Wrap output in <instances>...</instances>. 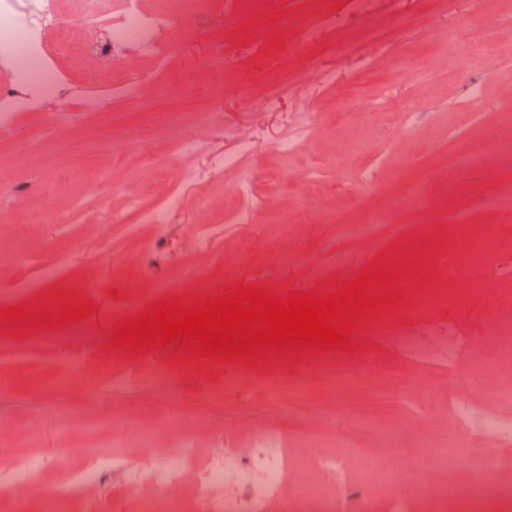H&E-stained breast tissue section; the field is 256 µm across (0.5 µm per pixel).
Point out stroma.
<instances>
[{
	"instance_id": "1",
	"label": "stroma",
	"mask_w": 512,
	"mask_h": 512,
	"mask_svg": "<svg viewBox=\"0 0 512 512\" xmlns=\"http://www.w3.org/2000/svg\"><path fill=\"white\" fill-rule=\"evenodd\" d=\"M253 14L280 20L255 29L246 23ZM380 30L387 40H377ZM276 34L283 37L278 47ZM157 39L162 56L132 48L115 56L108 90L86 88L83 72L57 58L73 96L0 119V185L53 187L60 215L55 221L40 206L19 209L0 193V248L10 249L15 233L27 239L21 257L0 258V291L25 303L70 288L97 305L82 321L88 332L77 340L71 391L57 389L63 377L55 354L65 342L57 331L0 345L6 449L0 469L41 457L39 482L53 490L83 467L87 448L115 443L126 464L144 473L165 449L189 448L193 477L178 496L184 512H195L203 491L195 478L225 449L246 448L263 459L279 448H301L308 463L282 481L279 496L286 499L296 480H340L322 466L324 455L381 451L374 426L399 424L403 452L424 443L439 447L453 432L464 434L469 447H492L497 458L479 471L441 470L428 480L468 486L478 475L493 486L511 480L512 438L487 444L476 421L455 418L448 395L512 420V158L500 152L512 140V56L500 52L512 42V0H198L193 23L162 24ZM400 53L410 67H393ZM284 57L294 61L286 76L279 69ZM425 68L443 81L426 84ZM132 69L150 91L128 89ZM477 84L484 98L475 106L467 94ZM273 96L278 107L266 109ZM344 104L379 105L384 120L344 124ZM177 109L185 112L181 134L198 147L172 166L173 143L160 116ZM289 137L298 138L299 148L284 157L279 147ZM243 138L252 139V152L215 174L212 156L233 152ZM450 145L477 159L465 177L448 168ZM351 151L359 169L337 166ZM104 175L114 186L108 197L97 184ZM415 180L423 189L416 205L401 198L403 184ZM166 188L181 200L171 224L119 222L129 197L157 204ZM339 212L358 232L346 236L332 224ZM282 216L290 220L284 236L277 231ZM398 225L411 239L447 235L436 256L441 272L467 243L468 229L489 230L480 254L485 283L462 275L426 285L424 312L367 335L363 351L299 361L284 355L252 368L180 363L170 346L135 355L108 345L118 322L115 301L136 315L179 296L186 269L201 274L200 292L213 297L238 282L259 281L279 293L330 282L342 287L396 242ZM46 253L56 264L49 276L42 268ZM158 279L167 281L166 290L155 288ZM450 285L457 292L451 304L442 299ZM490 328L498 347L476 345ZM376 370L402 375L403 394L390 385L369 388ZM228 371L243 380L239 395L212 399ZM340 373L351 379V394L333 392ZM273 377L288 398L289 416H280L265 394ZM116 378L126 380V391H113ZM159 422L165 432L144 440L142 430ZM61 448L70 451L66 471L55 461Z\"/></svg>"
}]
</instances>
